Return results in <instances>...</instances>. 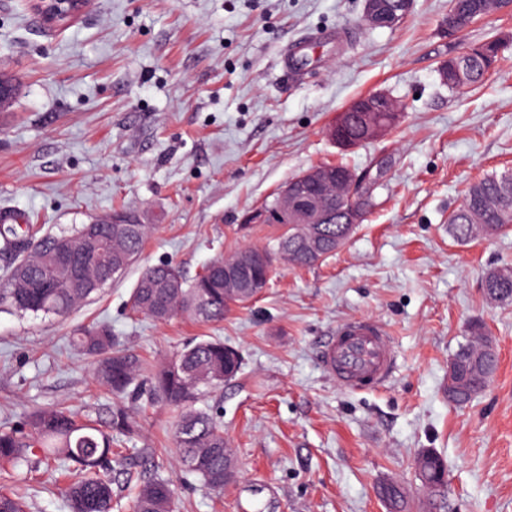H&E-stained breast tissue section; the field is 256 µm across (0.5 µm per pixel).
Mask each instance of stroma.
<instances>
[{"instance_id":"1","label":"stroma","mask_w":512,"mask_h":512,"mask_svg":"<svg viewBox=\"0 0 512 512\" xmlns=\"http://www.w3.org/2000/svg\"><path fill=\"white\" fill-rule=\"evenodd\" d=\"M363 0H91L49 27L30 0H0V72L18 94L0 110V209L41 232L69 233L116 210L151 227L137 262L64 317L0 309V424L65 406L106 417L122 400L99 386L72 344L108 322L121 347L159 361L201 339L241 356L238 373L206 392L235 476L208 490L178 463L173 410L130 405L112 487L156 476L175 485V512H392L377 494L393 482L405 512H512V304L487 300L484 277L512 267V230L461 242L448 215L469 182L512 170V11L495 10L448 36V0H413L396 26L362 21ZM316 39L315 66L297 80L277 66L287 42ZM498 41L496 71L464 92L441 65L463 47ZM382 92L403 110L377 140L341 152L328 135L358 96ZM397 155L379 204L333 257L276 264L248 307L205 324L158 322L128 300L141 272L168 262L186 279L208 263L277 234L245 216L293 177L338 160L361 170ZM388 328L398 362L384 385L348 391L320 363L338 322ZM500 354L489 387L450 404L448 362L474 327ZM437 452L445 485L429 493L415 468ZM57 472L0 470V490L28 512H69Z\"/></svg>"}]
</instances>
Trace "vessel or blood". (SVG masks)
I'll return each instance as SVG.
<instances>
[{
	"mask_svg": "<svg viewBox=\"0 0 512 512\" xmlns=\"http://www.w3.org/2000/svg\"><path fill=\"white\" fill-rule=\"evenodd\" d=\"M309 50L308 41L294 40L279 56V68L296 74L298 62L306 58ZM322 365L343 388L362 390L391 378L397 354L384 325L368 319H350L338 323L334 335L325 341Z\"/></svg>",
	"mask_w": 512,
	"mask_h": 512,
	"instance_id": "vessel-or-blood-1",
	"label": "vessel or blood"
}]
</instances>
